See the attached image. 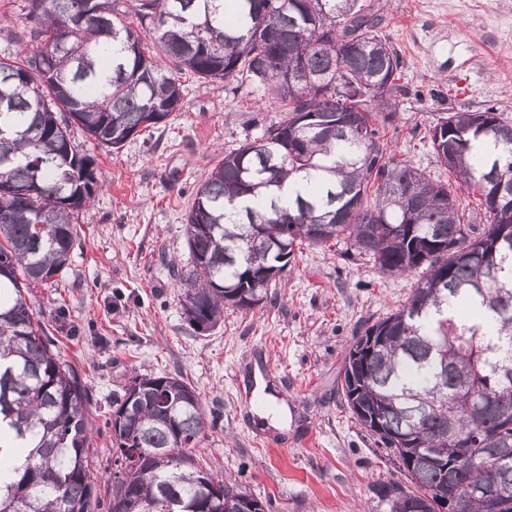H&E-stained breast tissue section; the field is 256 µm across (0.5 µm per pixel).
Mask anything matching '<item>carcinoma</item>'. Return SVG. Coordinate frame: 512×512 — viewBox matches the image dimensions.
I'll list each match as a JSON object with an SVG mask.
<instances>
[{"label": "carcinoma", "mask_w": 512, "mask_h": 512, "mask_svg": "<svg viewBox=\"0 0 512 512\" xmlns=\"http://www.w3.org/2000/svg\"><path fill=\"white\" fill-rule=\"evenodd\" d=\"M129 2L24 0L34 47L0 56V467L27 450L9 481L0 476V512H92L89 390L24 292L65 275L97 188L73 128L118 150L178 109L184 74L260 84L283 112L217 161L185 214L189 262L171 275L189 327H216L227 305L252 309L296 250L342 235L383 274L425 268L406 304L351 345L343 395L406 477L376 490L389 512H436L454 476L463 512H487L485 492L512 493V123L492 107L439 118L429 140L451 181L437 182L388 153L402 60L371 6L233 0L226 20L213 0ZM111 39L122 54L104 58ZM301 67L316 84L296 80ZM487 140L501 151L482 153ZM289 178L303 185L285 204ZM453 300L492 314L497 334L460 319ZM131 379L136 398L112 394L110 512L255 500L195 464L205 414L184 378Z\"/></svg>", "instance_id": "cac0c4a2"}]
</instances>
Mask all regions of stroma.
Masks as SVG:
<instances>
[{
    "label": "stroma",
    "mask_w": 512,
    "mask_h": 512,
    "mask_svg": "<svg viewBox=\"0 0 512 512\" xmlns=\"http://www.w3.org/2000/svg\"><path fill=\"white\" fill-rule=\"evenodd\" d=\"M379 35L400 54L396 118L385 140L433 180L448 181L428 130L459 110L495 107L512 121V0H367ZM22 0H0V55L24 48ZM281 118L265 87L233 78L187 79L166 123L108 152L82 134L98 190L79 215L80 243L63 279L27 299L89 389L96 505L108 512L112 394L133 373L178 375L199 393L206 427L195 461L228 476L265 512H388L379 484L401 480L397 463L352 417L342 394L356 336L400 308L416 276L380 274L341 237L296 253L289 271L250 310L228 307L192 330L167 266L185 265L184 214L218 157ZM285 405L286 425L242 405L238 387Z\"/></svg>",
    "instance_id": "35a3bbf8"
}]
</instances>
